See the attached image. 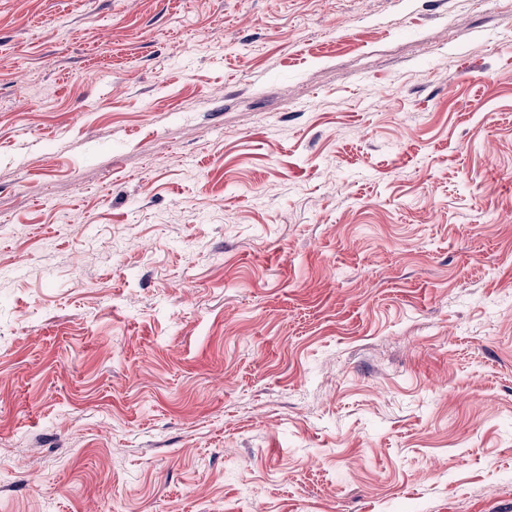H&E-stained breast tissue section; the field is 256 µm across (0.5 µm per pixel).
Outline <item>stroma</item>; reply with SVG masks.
I'll return each instance as SVG.
<instances>
[{
    "mask_svg": "<svg viewBox=\"0 0 512 512\" xmlns=\"http://www.w3.org/2000/svg\"><path fill=\"white\" fill-rule=\"evenodd\" d=\"M0 512H512V0H0Z\"/></svg>",
    "mask_w": 512,
    "mask_h": 512,
    "instance_id": "stroma-1",
    "label": "stroma"
}]
</instances>
